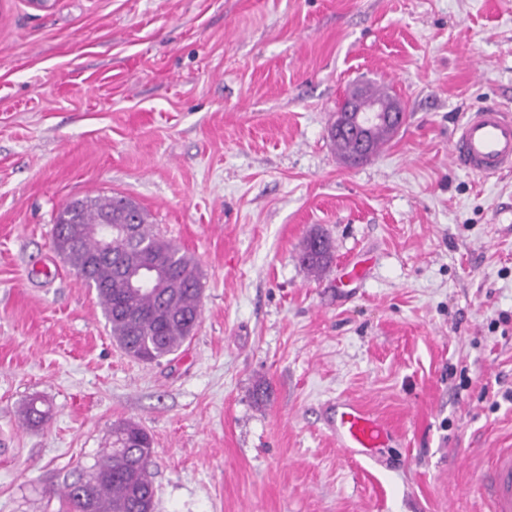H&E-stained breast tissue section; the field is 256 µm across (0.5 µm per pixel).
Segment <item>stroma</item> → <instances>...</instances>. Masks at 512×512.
Here are the masks:
<instances>
[{
    "label": "stroma",
    "mask_w": 512,
    "mask_h": 512,
    "mask_svg": "<svg viewBox=\"0 0 512 512\" xmlns=\"http://www.w3.org/2000/svg\"><path fill=\"white\" fill-rule=\"evenodd\" d=\"M377 82L406 121L353 167L328 128ZM489 103L512 107V0H0V512H67L122 421L151 436L156 512H490L512 173L449 156ZM112 195L202 276L198 328L158 364L119 349L53 248L62 206ZM33 397L46 424L21 421ZM341 398L387 447H337ZM333 245L329 238L320 232H312L307 237L299 260L310 273L318 274L331 262Z\"/></svg>",
    "instance_id": "stroma-1"
}]
</instances>
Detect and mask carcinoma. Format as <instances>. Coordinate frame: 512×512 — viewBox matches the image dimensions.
Wrapping results in <instances>:
<instances>
[{
    "label": "carcinoma",
    "mask_w": 512,
    "mask_h": 512,
    "mask_svg": "<svg viewBox=\"0 0 512 512\" xmlns=\"http://www.w3.org/2000/svg\"><path fill=\"white\" fill-rule=\"evenodd\" d=\"M112 223L129 226L141 248L129 251L120 236L112 239L113 254H105L97 235L82 228L96 224L106 213ZM53 245L66 253L70 266L81 272L94 261L90 287L96 290L114 341L129 355L153 363L175 354L193 334L200 319L203 285L192 257L156 233L148 215L125 197L74 201L54 218ZM156 256L165 267L166 286L154 290L129 287L112 268V258ZM333 245L320 232L307 237L299 260L318 274L331 262ZM25 425L44 424L49 409L30 400L21 413ZM152 441L133 422L112 427V452L92 464L79 482L65 487L68 512H152L155 486L151 473Z\"/></svg>",
    "instance_id": "cac0c4a2"
}]
</instances>
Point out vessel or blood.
Instances as JSON below:
<instances>
[{"label":"vessel or blood","instance_id":"vessel-or-blood-1","mask_svg":"<svg viewBox=\"0 0 512 512\" xmlns=\"http://www.w3.org/2000/svg\"><path fill=\"white\" fill-rule=\"evenodd\" d=\"M450 158L457 167L479 176L512 171V110L488 104L470 113L451 143ZM331 429L339 448L361 455L385 447L392 436L386 424L346 399L337 402ZM479 487L491 512H512V448L495 449Z\"/></svg>","mask_w":512,"mask_h":512}]
</instances>
